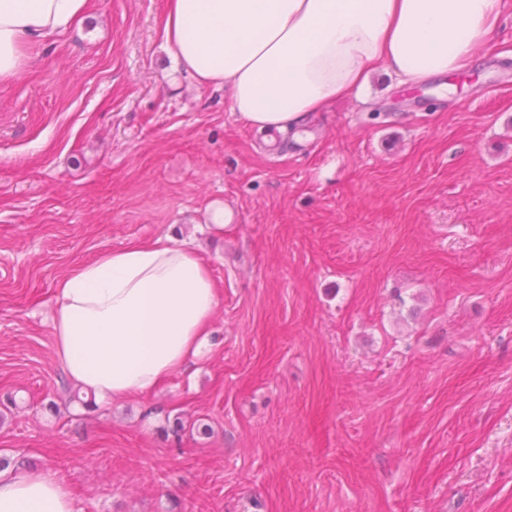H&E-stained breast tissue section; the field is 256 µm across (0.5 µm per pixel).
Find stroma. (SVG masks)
Listing matches in <instances>:
<instances>
[{"mask_svg":"<svg viewBox=\"0 0 512 512\" xmlns=\"http://www.w3.org/2000/svg\"><path fill=\"white\" fill-rule=\"evenodd\" d=\"M163 11L94 0L0 81V460L76 512H512V18L469 83L375 72L272 156ZM165 236L219 289L207 355L68 401L57 281Z\"/></svg>","mask_w":512,"mask_h":512,"instance_id":"35a3bbf8","label":"stroma"}]
</instances>
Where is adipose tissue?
I'll return each instance as SVG.
<instances>
[{
  "mask_svg": "<svg viewBox=\"0 0 512 512\" xmlns=\"http://www.w3.org/2000/svg\"><path fill=\"white\" fill-rule=\"evenodd\" d=\"M93 0H0V79L29 46L66 30ZM512 0H166L173 60L270 134L360 91L373 72L418 85L470 66ZM54 359L106 403L128 400L201 358L219 294L197 253L159 238L100 253L57 284ZM0 512H74L64 481L0 469Z\"/></svg>",
  "mask_w": 512,
  "mask_h": 512,
  "instance_id": "adipose-tissue-1",
  "label": "adipose tissue"
}]
</instances>
